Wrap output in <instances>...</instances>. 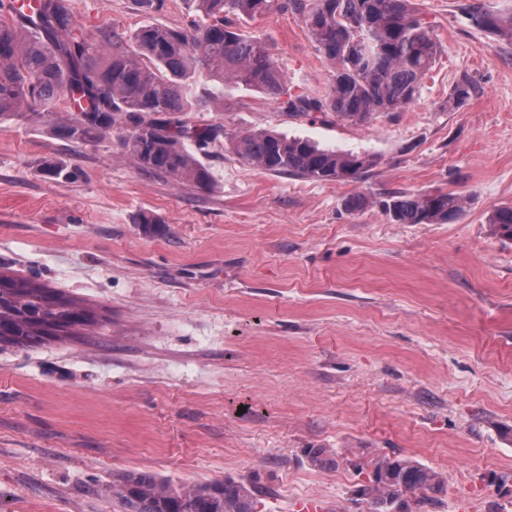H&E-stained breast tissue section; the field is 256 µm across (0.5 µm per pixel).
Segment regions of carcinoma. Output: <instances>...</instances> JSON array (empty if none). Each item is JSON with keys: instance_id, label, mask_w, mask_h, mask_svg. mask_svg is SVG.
Here are the masks:
<instances>
[{"instance_id": "obj_1", "label": "carcinoma", "mask_w": 512, "mask_h": 512, "mask_svg": "<svg viewBox=\"0 0 512 512\" xmlns=\"http://www.w3.org/2000/svg\"><path fill=\"white\" fill-rule=\"evenodd\" d=\"M198 20L184 28L146 25L129 38L87 34L71 22L70 0H38L28 25L0 0V123L24 116L45 118L51 133L79 146L117 134L125 154L142 171L165 173L180 183L207 188L208 168L197 157L219 137L245 163L275 175L319 182H356L376 164L373 155L321 147L273 131L221 134L183 118L204 103L200 76L244 86L295 115L330 112L362 124L384 112H399L419 94L441 46L411 0H291L312 40L333 66L322 98L291 95L266 41L246 34L228 18L254 20L272 0H194ZM476 24L512 40V17L477 3L467 7ZM474 85L464 77L448 95V110L460 108ZM65 100L66 116L57 104ZM374 204L397 224H445L461 216L454 192L387 193L372 201L357 195L351 209ZM496 234L512 240V207L493 211ZM143 233L166 231L159 218L142 213ZM96 312L77 298L36 279L0 276V346H33L91 330ZM314 467L333 461L327 448H308ZM356 489L368 512L435 508L447 493L443 473L430 466L380 456ZM122 512H256V486L224 482L174 485L149 472H130L105 489Z\"/></svg>"}]
</instances>
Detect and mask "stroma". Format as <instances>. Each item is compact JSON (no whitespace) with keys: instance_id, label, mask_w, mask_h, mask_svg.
I'll return each mask as SVG.
<instances>
[{"instance_id":"obj_1","label":"stroma","mask_w":512,"mask_h":512,"mask_svg":"<svg viewBox=\"0 0 512 512\" xmlns=\"http://www.w3.org/2000/svg\"><path fill=\"white\" fill-rule=\"evenodd\" d=\"M466 0H412L441 54L414 102L363 124L282 112L210 84L188 119L271 129L375 156L357 182L274 175L223 143L209 188L135 168L117 138L76 148L34 113L0 124V272L92 306L87 336L0 348V512H122L107 485L254 483L260 512L320 497L367 512L360 463L397 454L444 473L435 512H512V43ZM86 33L184 27L191 0H70ZM291 94L325 95L331 68L275 0L245 23ZM476 91L459 109L462 77ZM60 160L71 178L48 177ZM452 191L450 224H397L350 197ZM148 212L167 226L144 234ZM331 448L338 464H308Z\"/></svg>"}]
</instances>
